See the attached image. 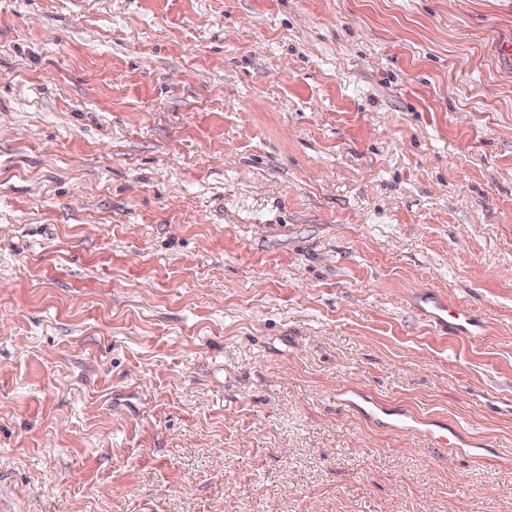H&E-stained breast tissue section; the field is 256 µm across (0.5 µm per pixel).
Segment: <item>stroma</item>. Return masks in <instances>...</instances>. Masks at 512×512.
<instances>
[{
    "instance_id": "obj_1",
    "label": "stroma",
    "mask_w": 512,
    "mask_h": 512,
    "mask_svg": "<svg viewBox=\"0 0 512 512\" xmlns=\"http://www.w3.org/2000/svg\"><path fill=\"white\" fill-rule=\"evenodd\" d=\"M0 512H512V0H0ZM416 305L431 322L444 331L475 341L483 336L482 326L471 310L460 306L453 308L436 293L418 295ZM351 397L352 398H349L347 401L352 405L359 406L355 401L357 398H360L366 403V408H364L366 415L372 417L380 415L394 416L390 419L392 426L401 430L420 434L426 438L430 445L436 448H444L450 451L460 448L461 434L450 424L435 420H421L405 413L389 415L382 406L360 393L353 392L351 393Z\"/></svg>"
}]
</instances>
